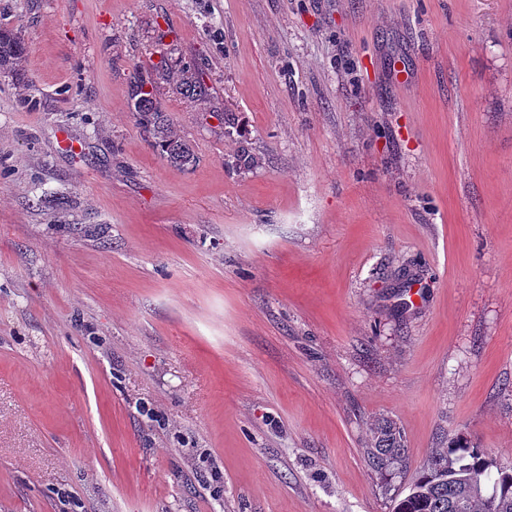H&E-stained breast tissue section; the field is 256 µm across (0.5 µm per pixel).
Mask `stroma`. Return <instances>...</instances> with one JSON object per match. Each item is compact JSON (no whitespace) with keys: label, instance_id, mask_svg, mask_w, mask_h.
Returning a JSON list of instances; mask_svg holds the SVG:
<instances>
[{"label":"stroma","instance_id":"obj_1","mask_svg":"<svg viewBox=\"0 0 512 512\" xmlns=\"http://www.w3.org/2000/svg\"><path fill=\"white\" fill-rule=\"evenodd\" d=\"M0 26L31 99L0 70V512H391L459 433L512 462V0H0ZM164 58L212 93L157 84L183 170L128 105ZM25 60V47L21 39L8 29H0V69L12 72L25 86L23 62ZM371 448L368 461L378 472H389L407 459V446L400 428L391 419H377L369 428Z\"/></svg>","mask_w":512,"mask_h":512}]
</instances>
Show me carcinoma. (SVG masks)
I'll list each match as a JSON object with an SVG mask.
<instances>
[{"instance_id": "obj_1", "label": "carcinoma", "mask_w": 512, "mask_h": 512, "mask_svg": "<svg viewBox=\"0 0 512 512\" xmlns=\"http://www.w3.org/2000/svg\"><path fill=\"white\" fill-rule=\"evenodd\" d=\"M24 60V43L13 31L1 28L0 69L14 74L22 86ZM156 72L162 78L176 77L187 97L195 101L207 99L195 64L186 62L170 71L160 67ZM129 105L151 136L152 146L171 166L184 169L195 163L192 145L177 133L162 112L153 79L134 78ZM257 164L258 159L244 147L227 162L236 172L250 170ZM369 433L368 461L374 470L388 472L405 463V440L393 420H375ZM392 512H512V463L488 456L472 437L457 435L448 439V444L432 449L408 494L395 501Z\"/></svg>"}]
</instances>
